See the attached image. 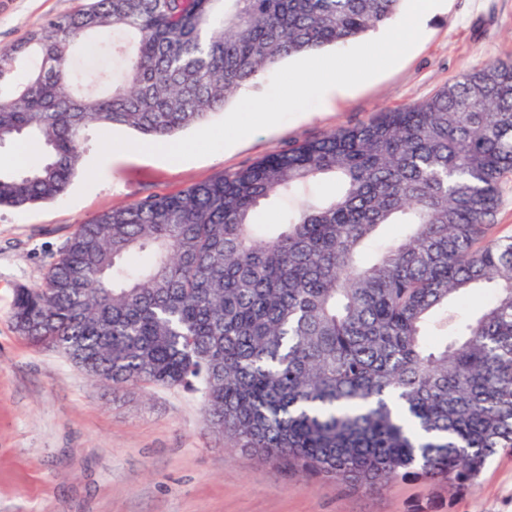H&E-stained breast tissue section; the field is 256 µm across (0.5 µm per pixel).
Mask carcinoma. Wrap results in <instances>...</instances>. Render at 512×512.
<instances>
[{"instance_id": "1", "label": "carcinoma", "mask_w": 512, "mask_h": 512, "mask_svg": "<svg viewBox=\"0 0 512 512\" xmlns=\"http://www.w3.org/2000/svg\"><path fill=\"white\" fill-rule=\"evenodd\" d=\"M403 0H89L14 47L0 148L43 146L0 171V206L66 192L91 127L163 141L207 120L281 59L384 26ZM112 34L106 95L71 89L70 60ZM512 173V60L431 98L218 179L77 226L12 320L114 388L200 395L209 429L265 463L381 487L473 483L512 450V236L488 237ZM332 178L338 190L320 195ZM301 199L257 235L263 201ZM406 235L373 251L390 225ZM478 315L453 309L477 288Z\"/></svg>"}]
</instances>
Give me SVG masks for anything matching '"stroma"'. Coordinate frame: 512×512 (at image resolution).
<instances>
[{"mask_svg": "<svg viewBox=\"0 0 512 512\" xmlns=\"http://www.w3.org/2000/svg\"><path fill=\"white\" fill-rule=\"evenodd\" d=\"M84 0H0V49ZM512 60V0H445L417 45L352 92L216 154L168 163L139 153L87 184L102 133L58 200L0 208V512H512V452L450 491L409 477L382 488L305 476L230 447L196 394L112 389L61 352L32 346L11 320L15 292L41 284L78 224L148 196L232 173L288 145L430 98L463 73Z\"/></svg>", "mask_w": 512, "mask_h": 512, "instance_id": "1", "label": "stroma"}]
</instances>
